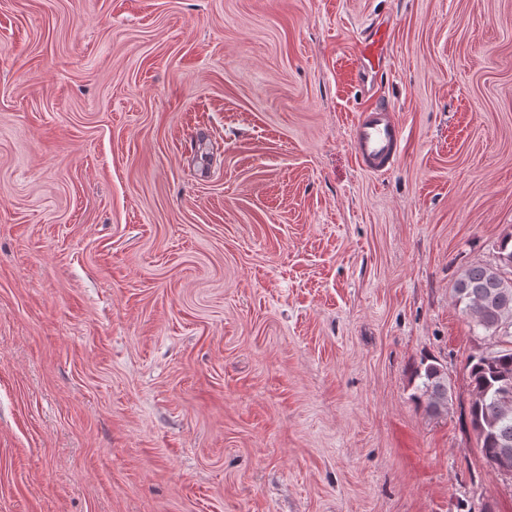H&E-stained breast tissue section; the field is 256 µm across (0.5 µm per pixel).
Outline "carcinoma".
Instances as JSON below:
<instances>
[{
  "label": "carcinoma",
  "mask_w": 512,
  "mask_h": 512,
  "mask_svg": "<svg viewBox=\"0 0 512 512\" xmlns=\"http://www.w3.org/2000/svg\"><path fill=\"white\" fill-rule=\"evenodd\" d=\"M453 292L455 303L491 342L467 363L470 423L487 462L499 472L512 469V233L500 241L498 263L467 267ZM415 377L420 383L414 398L427 414L448 408L451 391L442 364L424 359Z\"/></svg>",
  "instance_id": "cac0c4a2"
}]
</instances>
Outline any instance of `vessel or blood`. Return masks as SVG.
I'll list each match as a JSON object with an SVG mask.
<instances>
[{
	"mask_svg": "<svg viewBox=\"0 0 512 512\" xmlns=\"http://www.w3.org/2000/svg\"><path fill=\"white\" fill-rule=\"evenodd\" d=\"M402 140L403 130L387 106L373 104L359 111L352 146L362 168L372 173L391 170L400 158Z\"/></svg>",
	"mask_w": 512,
	"mask_h": 512,
	"instance_id": "b4317fda",
	"label": "vessel or blood"
}]
</instances>
